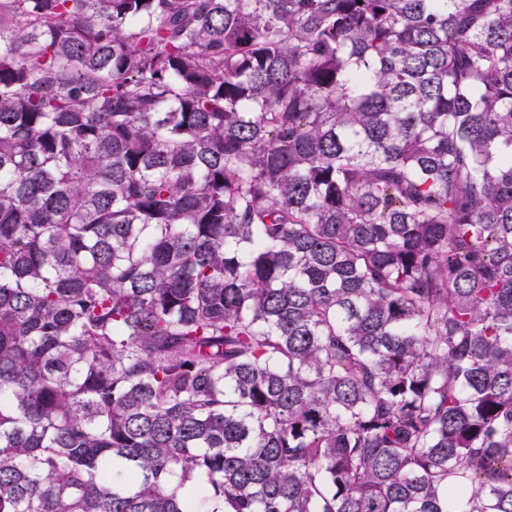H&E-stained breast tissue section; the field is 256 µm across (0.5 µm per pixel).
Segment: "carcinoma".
Returning a JSON list of instances; mask_svg holds the SVG:
<instances>
[{
    "label": "carcinoma",
    "instance_id": "carcinoma-1",
    "mask_svg": "<svg viewBox=\"0 0 512 512\" xmlns=\"http://www.w3.org/2000/svg\"><path fill=\"white\" fill-rule=\"evenodd\" d=\"M0 512H512V0H0Z\"/></svg>",
    "mask_w": 512,
    "mask_h": 512
}]
</instances>
